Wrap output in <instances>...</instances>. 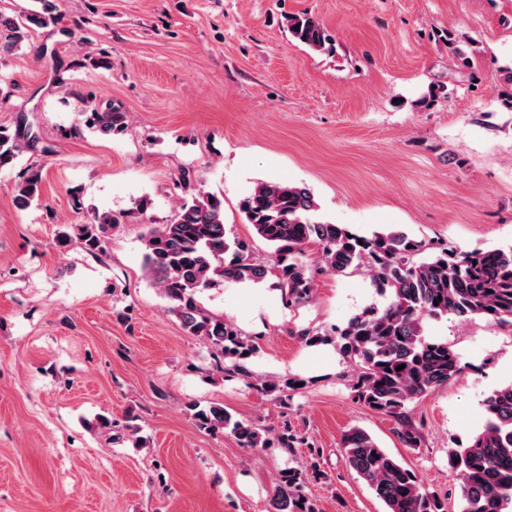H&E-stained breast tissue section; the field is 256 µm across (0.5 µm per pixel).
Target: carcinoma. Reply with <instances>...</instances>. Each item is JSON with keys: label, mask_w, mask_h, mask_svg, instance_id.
Returning <instances> with one entry per match:
<instances>
[{"label": "carcinoma", "mask_w": 512, "mask_h": 512, "mask_svg": "<svg viewBox=\"0 0 512 512\" xmlns=\"http://www.w3.org/2000/svg\"><path fill=\"white\" fill-rule=\"evenodd\" d=\"M40 8L9 15L0 11V54H8L35 27L60 23L57 0H39ZM288 31L300 43L319 52L335 48L333 37L314 18L304 14L288 19ZM86 126L101 133L124 131L126 113L112 105H90L82 112ZM40 149L38 131L25 117L14 128L0 126V169L15 166L18 157ZM41 172L25 167L17 173L13 203L19 210L40 201ZM319 206L311 190L288 182H259L240 202L246 223L273 248L266 263L257 261L249 245L230 240L224 225V200L198 189L178 206L167 224L149 225L142 235L144 270L151 284L168 302L167 311L183 330L207 342L224 359V373L246 372L258 351L224 316L209 312L197 295L219 283L256 285L274 280L281 302L297 307L310 302L316 271L345 275L366 270L371 286L384 298L351 317L331 334L302 328L295 335L307 346H336L355 364L352 390L370 410L390 417L400 442L419 448L422 431L412 421L409 405L433 389L448 384L460 370V358L448 342L425 335V322L451 314L461 320L480 316L512 326V245L489 250H462L446 243L417 240L403 230L358 235L340 224L318 219ZM119 219L110 213L79 227L77 236L63 231L67 244L78 240L83 250L105 252L104 234ZM320 250L313 270L307 262L310 246ZM404 366L401 371L398 366ZM300 380L264 381L260 389L288 407ZM485 422L464 447L448 454V466L460 480L459 512H512V382L484 400ZM196 424L212 431H229L244 448H285L305 444L283 422L276 429H260L239 420L216 404L191 405ZM345 464L383 502L385 512H447L445 502L427 489L417 473L382 448L366 430L352 427L342 434ZM307 473L299 468L283 472L273 490V512H316L306 497Z\"/></svg>", "instance_id": "obj_1"}]
</instances>
